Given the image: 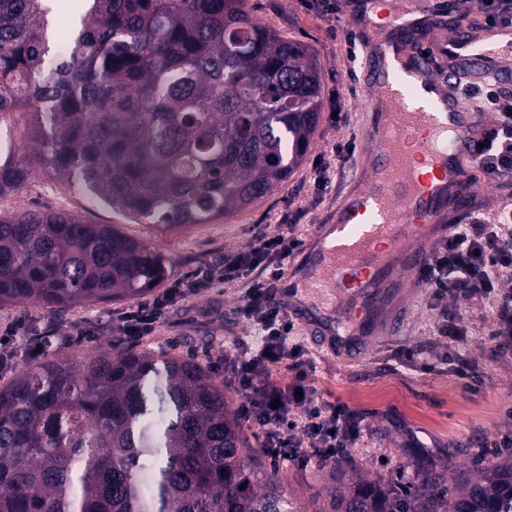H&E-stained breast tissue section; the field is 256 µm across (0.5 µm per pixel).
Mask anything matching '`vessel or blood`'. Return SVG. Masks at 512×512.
<instances>
[{"instance_id": "obj_1", "label": "vessel or blood", "mask_w": 512, "mask_h": 512, "mask_svg": "<svg viewBox=\"0 0 512 512\" xmlns=\"http://www.w3.org/2000/svg\"><path fill=\"white\" fill-rule=\"evenodd\" d=\"M405 53L412 78L382 67L361 87L372 111L365 134L372 166L341 196L335 223L316 225L282 280L292 311L304 309L299 287L327 288L337 308L365 330L392 289L417 284L434 244L450 230L447 212H460L482 191L468 160L487 129L485 114L460 101L456 74L441 83L443 108L417 100L414 85L432 81L436 55L497 74V52L482 36L452 35L433 55L419 47Z\"/></svg>"}]
</instances>
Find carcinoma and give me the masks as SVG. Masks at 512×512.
Wrapping results in <instances>:
<instances>
[{"mask_svg":"<svg viewBox=\"0 0 512 512\" xmlns=\"http://www.w3.org/2000/svg\"><path fill=\"white\" fill-rule=\"evenodd\" d=\"M53 0H0V119L23 116L0 197L37 173L160 231L245 211L303 162L321 109L307 46L245 0H83L70 54L49 56ZM162 254L65 211L0 213V306L138 298ZM0 386V512H299L257 463L208 364L114 349L49 352ZM384 487L332 465L313 512H512V465L476 461Z\"/></svg>","mask_w":512,"mask_h":512,"instance_id":"carcinoma-1","label":"carcinoma"}]
</instances>
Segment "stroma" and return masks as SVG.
I'll use <instances>...</instances> for the list:
<instances>
[{
	"label": "stroma",
	"mask_w": 512,
	"mask_h": 512,
	"mask_svg": "<svg viewBox=\"0 0 512 512\" xmlns=\"http://www.w3.org/2000/svg\"><path fill=\"white\" fill-rule=\"evenodd\" d=\"M334 2L336 11L329 16L323 14L317 0L245 2L259 23L307 44L323 80L319 124L303 164L256 206L213 224L162 232L131 221L40 173L24 188L1 197L0 212L63 210L92 224L117 225L124 234L164 256L163 285L167 288L196 269L215 264L225 250L245 247L255 233L278 231L281 218L295 223L304 238L315 225L331 223L347 179L360 171L359 148L370 111L359 94L366 78V53L355 37L359 17L350 0ZM322 159L331 164L335 174L325 191L314 184V167ZM241 296V289L214 284L172 306L154 333L139 337L123 336L112 329L113 319L136 309L133 300L61 310L30 303L7 305L0 308V343L12 345L10 329L20 324L27 329L31 343L50 337L53 349L81 361L115 345L135 352H177L208 362L220 378L224 367L217 359L226 342L252 333L234 315ZM302 297L311 312L306 321L296 322L288 342L302 345L306 358L313 361L315 385L324 399L346 403L365 417V430L349 451L363 478L382 484L397 478L412 482L415 463L421 459L442 464L454 461L447 474L451 481L475 457L488 466L512 462L511 449L494 445L502 433L512 430V421L504 414L505 408L512 406V357L482 349L481 340L490 324L482 304L465 306L472 334L464 347L476 357L480 372L479 384L468 389L445 359L446 350L434 332L435 316L424 291L411 294L396 335L362 340L344 357L328 351L309 330L310 324L326 317L343 321V314L328 304L323 294L307 289ZM407 348L418 350L421 357L437 359L436 369L427 373L406 360L402 352ZM282 472L288 492L303 512H308L312 496L326 492L329 485L325 464L304 468L291 462Z\"/></svg>",
	"instance_id": "35a3bbf8"
}]
</instances>
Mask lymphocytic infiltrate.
I'll use <instances>...</instances> for the list:
<instances>
[{"mask_svg":"<svg viewBox=\"0 0 512 512\" xmlns=\"http://www.w3.org/2000/svg\"><path fill=\"white\" fill-rule=\"evenodd\" d=\"M464 95L478 111L495 115L474 151L479 168L494 182L511 176L512 96L491 86H468ZM296 230L292 224L287 232L264 233L245 248L225 252L218 265L196 270L176 287L124 313L114 329L125 336L149 335L169 306L214 279L241 284L244 294L236 315L252 328L254 337L225 348L224 382L240 393L236 411L261 436L272 464L292 461L305 467L345 456L360 437L364 419L346 403L324 400L301 347L287 343L294 324L278 297V284L286 260L303 244ZM419 284L431 300L436 334L451 350L459 379L476 381L479 371L475 358L458 349L469 333L458 301L490 303V329L482 346L512 355V206L498 208L490 218L452 225L435 245Z\"/></svg>","mask_w":512,"mask_h":512,"instance_id":"f902f5d3","label":"lymphocytic infiltrate"}]
</instances>
